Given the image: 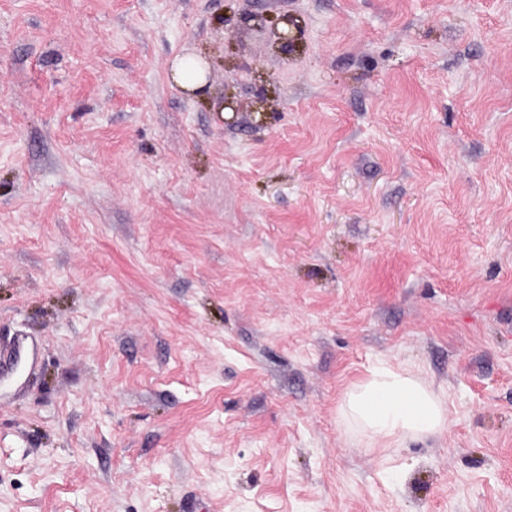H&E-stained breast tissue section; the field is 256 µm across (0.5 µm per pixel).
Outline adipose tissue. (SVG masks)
Here are the masks:
<instances>
[{
  "label": "adipose tissue",
  "instance_id": "1",
  "mask_svg": "<svg viewBox=\"0 0 512 512\" xmlns=\"http://www.w3.org/2000/svg\"><path fill=\"white\" fill-rule=\"evenodd\" d=\"M338 417L360 433L366 448H389L448 430L444 400L421 379L389 366L375 369L350 389Z\"/></svg>",
  "mask_w": 512,
  "mask_h": 512
}]
</instances>
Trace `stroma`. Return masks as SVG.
<instances>
[{
    "instance_id": "obj_1",
    "label": "stroma",
    "mask_w": 512,
    "mask_h": 512,
    "mask_svg": "<svg viewBox=\"0 0 512 512\" xmlns=\"http://www.w3.org/2000/svg\"><path fill=\"white\" fill-rule=\"evenodd\" d=\"M17 343L0 512H512V0H0ZM382 362L445 434L339 423ZM171 77L183 89L196 92L204 87L206 67L200 59L177 58L171 65Z\"/></svg>"
}]
</instances>
